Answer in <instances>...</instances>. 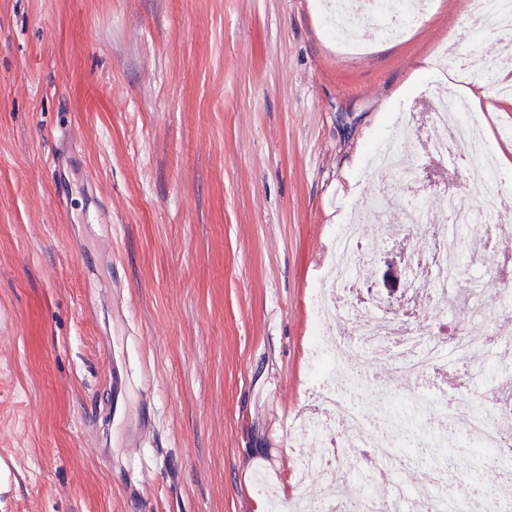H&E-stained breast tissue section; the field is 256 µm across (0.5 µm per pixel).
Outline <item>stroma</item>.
Wrapping results in <instances>:
<instances>
[{"label": "stroma", "mask_w": 512, "mask_h": 512, "mask_svg": "<svg viewBox=\"0 0 512 512\" xmlns=\"http://www.w3.org/2000/svg\"><path fill=\"white\" fill-rule=\"evenodd\" d=\"M457 0H433L401 38L325 30L322 0H0V512H291L302 489L293 424L325 377L315 303L336 228L373 198L368 161L392 126L434 172L424 214L402 208L366 237L405 225L363 283L400 300L420 273L425 228L457 175L422 149L423 86L442 84L440 46L473 68L500 39H458ZM476 121L493 150L512 145V98L488 93ZM512 254L497 237L480 261L484 324L505 312L492 273ZM126 363L123 411L105 418L110 368ZM482 405L512 359L446 356ZM355 401L403 403L393 368L364 369ZM383 397H376L375 389ZM486 512H512V458L484 464L462 435ZM393 478L413 503L438 457L409 451Z\"/></svg>", "instance_id": "35a3bbf8"}]
</instances>
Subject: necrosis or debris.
Segmentation results:
<instances>
[{
	"instance_id": "1",
	"label": "necrosis or debris",
	"mask_w": 512,
	"mask_h": 512,
	"mask_svg": "<svg viewBox=\"0 0 512 512\" xmlns=\"http://www.w3.org/2000/svg\"><path fill=\"white\" fill-rule=\"evenodd\" d=\"M430 2L400 0V9L393 14L388 10L389 0H367L365 16L348 21L343 16L340 0H324L323 12L326 27L336 40L352 41L356 32L364 28L372 29L382 38H396L412 27ZM468 2L470 29L512 30V0ZM426 144L436 155L461 163L467 187L466 192L455 190L449 193L448 206L440 223L427 229L433 243L431 252L416 255L414 259L415 266L426 269L428 274L424 302L442 305L455 298L463 268L479 264L475 250L460 255L454 252L464 229L484 217L488 220L483 226L484 242L497 237L503 229L497 221L498 216L512 212V186L495 180L494 154L482 137L479 125L472 119L464 98L434 92ZM370 166L388 184L399 187L416 182L414 159L411 154L398 149L396 136L387 137L375 148ZM378 249V244L364 241L357 217H350L336 231L331 282L340 292L336 299L318 303L317 318L322 322H338L343 318V308H351L350 326L340 332L338 346L347 345L350 337H359L367 351L365 365L390 364L402 380L417 381L435 367L445 349H452L458 362L467 363L483 355L490 338H497L505 347L512 345V316L503 315L494 327L481 331L472 326L478 316L474 309L463 312L449 342L437 338L435 331L418 326H409L400 334H393L395 318L382 313L377 299L362 296L358 280L362 267ZM319 397L336 415V423H328L321 417L304 418L293 431L294 439H317L338 427L366 439L374 456L401 461L399 449L377 440L376 435L382 429L381 421L360 407L344 385L323 388ZM410 397L423 407L436 425L444 427L455 423L458 431L475 437L490 453L498 455L512 449V422L503 420L500 410L477 415L444 398L428 400L420 391L411 392ZM358 466L357 458L339 453L323 459L299 458L300 482H307L316 470L327 475L322 495L305 499L303 512H336L340 505L345 506L347 512H392L394 501L384 490L374 486L363 489L350 480V473Z\"/></svg>"
}]
</instances>
